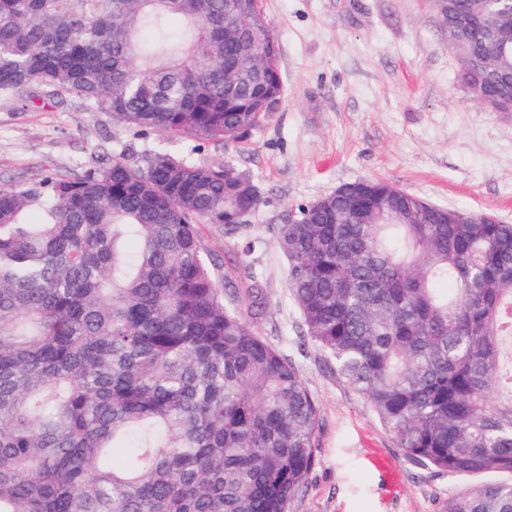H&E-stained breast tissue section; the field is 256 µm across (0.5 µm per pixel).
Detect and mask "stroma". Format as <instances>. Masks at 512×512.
Wrapping results in <instances>:
<instances>
[{
  "label": "stroma",
  "instance_id": "stroma-1",
  "mask_svg": "<svg viewBox=\"0 0 512 512\" xmlns=\"http://www.w3.org/2000/svg\"><path fill=\"white\" fill-rule=\"evenodd\" d=\"M279 49L285 94L240 140L141 135L72 98L32 106L0 98V188L107 167L165 149L195 162L224 158L249 173L262 204L246 219L263 246L242 257L238 237L199 227L224 304L246 309L262 277L257 332L297 367L318 410L317 461L289 512H442L474 486L408 460L365 399L306 336L274 232L290 211L357 179H383L428 201L486 210L512 224V112L476 105L429 0H261Z\"/></svg>",
  "mask_w": 512,
  "mask_h": 512
}]
</instances>
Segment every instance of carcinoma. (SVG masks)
I'll use <instances>...</instances> for the list:
<instances>
[{"label": "carcinoma", "instance_id": "obj_1", "mask_svg": "<svg viewBox=\"0 0 512 512\" xmlns=\"http://www.w3.org/2000/svg\"><path fill=\"white\" fill-rule=\"evenodd\" d=\"M457 0L448 50L477 44ZM188 24L168 36L165 20ZM257 52L263 78L224 88ZM512 42L462 72L476 96ZM74 97L138 133L237 140L279 106L278 46L256 0H0V97ZM275 228L305 332L410 460L511 477L443 512H512V224L372 178ZM233 162L154 151L0 189V512H288L317 456L295 365L224 305L199 224L260 241ZM253 315L263 289L248 292Z\"/></svg>", "mask_w": 512, "mask_h": 512}]
</instances>
